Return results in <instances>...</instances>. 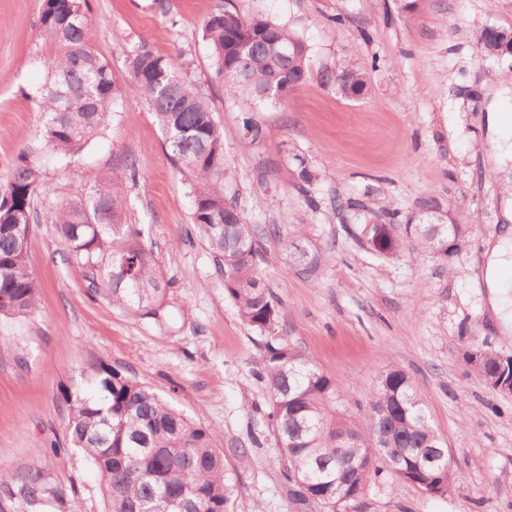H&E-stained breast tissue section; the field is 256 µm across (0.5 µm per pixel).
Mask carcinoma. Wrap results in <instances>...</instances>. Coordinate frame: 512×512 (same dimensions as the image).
<instances>
[{
  "mask_svg": "<svg viewBox=\"0 0 512 512\" xmlns=\"http://www.w3.org/2000/svg\"><path fill=\"white\" fill-rule=\"evenodd\" d=\"M39 24L58 54L39 100V138L18 153L0 182V323L40 317L39 284L23 239L39 219L35 196L46 190L41 160L63 162L82 152L128 94L146 101L174 164L192 177L191 224L224 277L225 296L246 325L274 331L278 306L260 270L262 239L280 237L283 250L303 268H315L317 256L302 237L283 236L275 224L247 223L226 194L234 172L224 157V131L182 64L141 43L130 51V80L121 88L95 50L83 0H42ZM203 36L227 96L277 104L307 81L309 46L303 34L262 14L243 17L233 0H224V7L205 19ZM477 41L499 60L502 48L512 47V29L487 27ZM322 80L348 98L367 91L364 73L352 65L326 67ZM126 208L122 182L109 177L85 198L62 205L54 224L68 261L82 269L88 287L105 290L114 305L155 316L169 282L153 246L143 241V229L126 222ZM336 208L362 217L360 243L385 259L398 257L409 238L416 249L435 251L444 240L459 241L468 232L454 215L444 224H404L398 211H375L354 197L336 201ZM465 357L495 391L512 379V364L501 366L486 342ZM261 364L267 417L287 460L283 482L296 502L336 512L363 495L378 460L400 482L429 494L452 484L448 457L441 456L444 441L406 371L384 372L367 397L364 418L356 419L343 408L336 383L311 358L273 338ZM61 396L69 441L100 477L104 512H230L235 485L214 448L213 429L191 422L152 388L102 359L88 363L82 382L62 389ZM0 494L17 496L31 508L49 500L63 504L58 488L39 469H0Z\"/></svg>",
  "mask_w": 512,
  "mask_h": 512,
  "instance_id": "carcinoma-1",
  "label": "carcinoma"
}]
</instances>
